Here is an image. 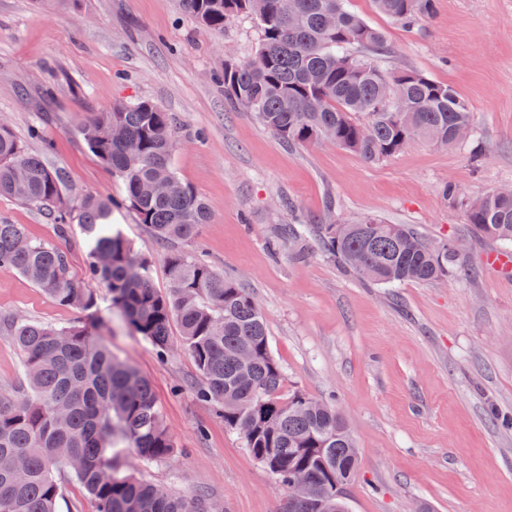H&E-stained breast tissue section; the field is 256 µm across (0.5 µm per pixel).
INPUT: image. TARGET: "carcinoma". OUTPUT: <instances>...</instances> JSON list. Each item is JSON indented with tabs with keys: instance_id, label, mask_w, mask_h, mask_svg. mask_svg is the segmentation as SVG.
I'll return each instance as SVG.
<instances>
[{
	"instance_id": "1",
	"label": "carcinoma",
	"mask_w": 512,
	"mask_h": 512,
	"mask_svg": "<svg viewBox=\"0 0 512 512\" xmlns=\"http://www.w3.org/2000/svg\"><path fill=\"white\" fill-rule=\"evenodd\" d=\"M375 9L411 28L432 16L433 0H372ZM182 10L213 32L239 14L257 20L254 55L224 64L230 104L257 114L261 124L292 146L327 140L367 163L383 161L413 140L456 146L457 129L473 126L468 103L450 85L416 70L388 72L380 30L348 8L347 0H180ZM353 46L366 49L355 55ZM175 117L141 99L96 111L80 133L99 161L119 179L140 223L164 242L192 239L208 223L207 204L172 164ZM166 184L168 192H156ZM472 233L512 246V197L492 191L464 198ZM0 196L48 213L62 236L79 224L89 248L88 276L107 288L103 308L71 271L67 253L30 239L21 224L0 219V271L27 277L54 301L84 318L67 327L17 316L7 336L22 355L23 384L0 393V512H59L63 483L73 479L97 512H213L204 491L176 493L121 465L128 451L146 463L175 455L152 385L119 357L101 335L109 316L172 352L171 327L191 356L195 398L212 405L251 456L283 489L306 473L313 496L289 512H349L336 486L355 477L358 448L333 399L302 392L283 395L286 375L270 349L268 328L254 296L203 259L167 256L168 288L154 287L151 261L112 224V200L84 197L72 214L62 174L27 152L0 126ZM321 252L376 286L432 284L466 271L460 241L430 242L408 224L376 216L318 227Z\"/></svg>"
}]
</instances>
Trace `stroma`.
Wrapping results in <instances>:
<instances>
[{
	"mask_svg": "<svg viewBox=\"0 0 512 512\" xmlns=\"http://www.w3.org/2000/svg\"><path fill=\"white\" fill-rule=\"evenodd\" d=\"M351 10L386 37V71L413 69L449 84L468 102L473 133L442 148L413 141L375 164L327 142L290 146L256 114L231 106L217 74L250 57L260 40L242 14L223 33L183 12L179 0H0V125L64 178V200L111 198L112 217L151 259L166 290L177 249L207 260L255 296L285 393L335 398L359 448L350 512H512V277L488 261L500 251L473 237L446 183L468 197L512 187V0H435L432 17L408 30L372 0ZM149 99L177 120L173 165L209 206L210 223L187 242H161L124 202L125 187L88 149L87 113ZM361 215L409 224L426 238L458 239L474 276L381 288L321 255L317 226ZM0 217L30 239L67 249L86 279L80 230L60 240L45 211L1 197ZM298 240L271 251L279 224ZM303 259H295V251ZM18 314L64 327L80 310L29 279L0 272V391L17 388L22 357L5 332ZM112 349L153 386L179 453L163 464L127 455L131 472L185 494L206 491L219 512H280L284 491L189 384L191 357L160 358L121 320L103 332Z\"/></svg>",
	"mask_w": 512,
	"mask_h": 512,
	"instance_id": "obj_1",
	"label": "stroma"
}]
</instances>
